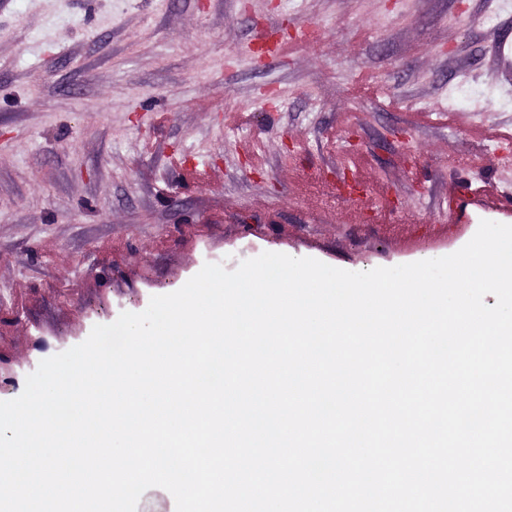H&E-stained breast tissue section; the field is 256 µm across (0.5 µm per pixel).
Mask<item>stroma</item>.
<instances>
[{"mask_svg": "<svg viewBox=\"0 0 512 512\" xmlns=\"http://www.w3.org/2000/svg\"><path fill=\"white\" fill-rule=\"evenodd\" d=\"M508 195L512 0H0V401L204 264L438 258Z\"/></svg>", "mask_w": 512, "mask_h": 512, "instance_id": "1", "label": "stroma"}]
</instances>
